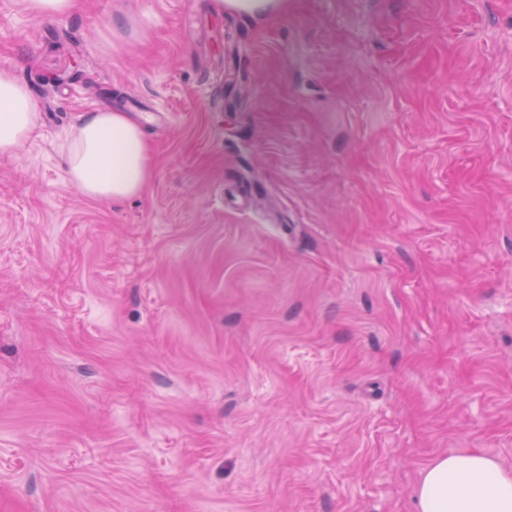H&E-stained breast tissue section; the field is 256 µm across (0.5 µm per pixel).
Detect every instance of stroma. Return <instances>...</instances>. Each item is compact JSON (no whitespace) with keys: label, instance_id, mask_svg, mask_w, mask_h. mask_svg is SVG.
Returning a JSON list of instances; mask_svg holds the SVG:
<instances>
[{"label":"stroma","instance_id":"obj_1","mask_svg":"<svg viewBox=\"0 0 512 512\" xmlns=\"http://www.w3.org/2000/svg\"><path fill=\"white\" fill-rule=\"evenodd\" d=\"M0 512H416L512 467V0H0ZM144 117L153 176L63 144ZM31 14L39 17H57L67 14L74 7V0H22ZM222 11L254 19H266L283 12L288 0H216ZM36 114L28 88L0 71V154L19 152L35 130ZM69 182L87 197L122 201L143 194L152 179V150L126 112H84L66 144ZM417 512H512V468L468 451L445 452L420 472Z\"/></svg>","mask_w":512,"mask_h":512}]
</instances>
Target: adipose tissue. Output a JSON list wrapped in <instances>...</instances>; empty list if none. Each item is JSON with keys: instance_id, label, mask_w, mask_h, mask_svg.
Here are the masks:
<instances>
[{"instance_id": "adipose-tissue-1", "label": "adipose tissue", "mask_w": 512, "mask_h": 512, "mask_svg": "<svg viewBox=\"0 0 512 512\" xmlns=\"http://www.w3.org/2000/svg\"><path fill=\"white\" fill-rule=\"evenodd\" d=\"M36 126L28 88L0 71V154L14 155ZM69 182L87 197L122 201L143 194L152 179V150L126 113H84L66 144ZM417 512H512V468L468 451L445 452L421 471Z\"/></svg>"}]
</instances>
